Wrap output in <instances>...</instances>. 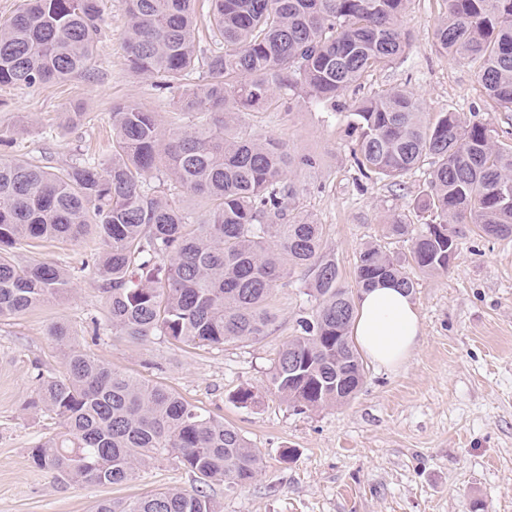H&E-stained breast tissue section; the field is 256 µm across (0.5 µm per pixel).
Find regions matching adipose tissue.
Listing matches in <instances>:
<instances>
[{
	"label": "adipose tissue",
	"instance_id": "adipose-tissue-1",
	"mask_svg": "<svg viewBox=\"0 0 512 512\" xmlns=\"http://www.w3.org/2000/svg\"><path fill=\"white\" fill-rule=\"evenodd\" d=\"M420 319L410 296L390 283L361 291L356 299L352 334L373 363L395 369L418 344Z\"/></svg>",
	"mask_w": 512,
	"mask_h": 512
}]
</instances>
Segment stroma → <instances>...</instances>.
<instances>
[{"label": "stroma", "instance_id": "35a3bbf8", "mask_svg": "<svg viewBox=\"0 0 512 512\" xmlns=\"http://www.w3.org/2000/svg\"><path fill=\"white\" fill-rule=\"evenodd\" d=\"M106 19L87 74L26 88L0 86V134L7 153L53 172L74 154L112 159L114 102L134 99L171 123L179 88L158 90L125 65L126 0H100ZM447 0H411L408 42L391 67L368 73L347 99L399 87L411 91L425 120L453 111L465 121L512 133V112L489 101L469 59L435 45ZM86 113L72 125L71 113ZM248 132L270 136L316 160L298 174L296 209L324 228V246L343 285L356 289L355 267L367 244L396 256L406 239L387 236L394 216L423 224L414 208L427 169L400 183L365 178L353 162L355 137L345 113L280 94L240 117ZM94 235L21 246L23 262H53L74 275L69 300L0 319V512H92L100 499H133L163 488L193 490L195 476L163 455L123 484H63L38 469L29 450L61 429L58 419L27 410L37 372L61 375L48 335L63 324L112 369L166 386L205 413L238 428L259 452L253 482L205 490L222 512H512V238L464 231L447 272L418 275L413 303L422 337L409 361L388 370L365 362L360 391L347 404L300 412L268 388L282 344L307 302L304 275L283 279L274 296L277 320L258 341L186 346L164 336L135 340L112 333L104 296L89 281ZM241 388L256 395L242 408Z\"/></svg>", "mask_w": 512, "mask_h": 512}]
</instances>
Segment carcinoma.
Listing matches in <instances>:
<instances>
[{"label": "carcinoma", "instance_id": "obj_1", "mask_svg": "<svg viewBox=\"0 0 512 512\" xmlns=\"http://www.w3.org/2000/svg\"><path fill=\"white\" fill-rule=\"evenodd\" d=\"M410 0H128L126 66L160 89L184 88L177 102L191 130L165 128L135 100L112 105V162L78 157L52 173L0 156V317L71 294L57 264H21L28 240L80 239L94 229L93 283L108 321L124 336H167L185 345L258 341L276 321L279 282L304 273L310 311L282 345L269 386L299 410L338 406L364 375L352 325L356 304L323 252V225L291 208L298 165L279 141L241 128L238 109H258L288 92L332 110L365 74L397 61L406 45ZM207 25L208 80L188 83L198 57L195 30ZM106 25L100 0H23L0 25V85L34 87L88 71ZM440 50L477 65L486 97L512 112V0H448L436 28ZM354 162L366 177L399 179L426 163L420 226L397 216L386 234L410 241L401 259L375 245L361 250L358 287L390 282L411 294L422 274L446 272L461 226L512 237V142L456 112L421 117L414 94L392 89L346 107ZM170 182L211 204L197 219L156 193L146 177ZM60 376L38 372L28 408L61 420L62 431L30 449L33 464L65 483H127L164 453L200 480L230 487L253 481L262 459L240 431L207 416L165 386L134 379L91 356L63 325L50 329ZM94 512H220L204 491L164 489L103 499Z\"/></svg>", "mask_w": 512, "mask_h": 512}]
</instances>
